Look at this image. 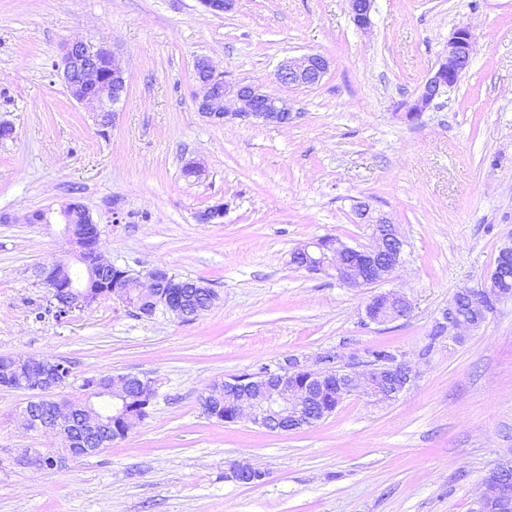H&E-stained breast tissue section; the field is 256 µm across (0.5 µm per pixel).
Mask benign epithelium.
Wrapping results in <instances>:
<instances>
[{"label": "benign epithelium", "instance_id": "obj_1", "mask_svg": "<svg viewBox=\"0 0 512 512\" xmlns=\"http://www.w3.org/2000/svg\"><path fill=\"white\" fill-rule=\"evenodd\" d=\"M348 2L357 27L370 28L374 0ZM474 46L475 37L469 27L459 26L454 30L438 68L429 74L416 99L408 105L406 119L418 118L435 99L456 87L470 65ZM329 66V60L319 53L288 56L279 61L275 78L289 88H309L322 81ZM54 68L71 99L93 107L99 126L114 125L119 106L128 96L125 70L115 52L75 39L64 44ZM195 74L199 87L194 98L197 112L214 123L242 119L281 126L293 120L288 101L267 94L260 84L224 79V73L216 71L206 58L196 61ZM80 207L82 204L70 202L58 211H35L27 221L49 225L55 220L62 224V233L68 243L76 247L81 265L89 272L112 276V286L107 292L125 306L132 304L131 292L135 288L155 308L171 309L184 288L182 281L163 268H154L140 276L104 260L98 252L100 231L89 210H84V225L77 228L71 223L72 212ZM355 213L359 223L368 225L371 230L368 245L352 247L338 237L316 238L297 246L291 252L290 263L323 271L349 288L371 287L388 281L403 263L405 240L391 219L370 205L357 204ZM40 281L51 297H60L62 289L67 288L72 307L82 310L89 306L87 284L72 279L69 265L60 263L42 268ZM491 284L489 276L484 293L473 303L468 319L457 316L461 292H456L448 306L441 310L435 332L460 337L466 331L480 328L499 307L512 304V292L493 288ZM410 308L411 303L403 293L394 289L381 291L367 303L364 321L384 325L401 318ZM27 361L28 368L22 377L0 378V388L27 391L30 400L46 402L50 411L42 417L36 416L28 406L23 409L24 425L29 431L65 433L69 442L65 452L71 456L79 457L92 451L105 431L106 420L92 401L112 403V418L118 420L114 432L117 442L140 422L138 409L127 407L131 385H136V391L141 393L143 408H148L154 398L153 386L130 374L87 377L84 379L86 393L77 399L84 404L83 414L76 419L71 415L70 399L61 392L63 384L57 377L55 363L35 356L27 357ZM415 378L411 363L402 354L389 360L369 353L363 358L353 356L343 365L329 352L318 355L311 365L289 357L276 370L266 368L224 380V411L214 412V417L224 424L245 420L272 432L298 430L315 425L328 413L324 408L315 416L307 412L312 404L322 402L325 394L337 404L360 394L376 403H389L398 400ZM246 476L262 479L265 473L247 462L230 466L228 478L244 484ZM475 512H512L511 459L499 463L485 479L483 491L475 502Z\"/></svg>", "mask_w": 512, "mask_h": 512}]
</instances>
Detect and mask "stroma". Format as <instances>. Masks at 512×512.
<instances>
[{"label": "stroma", "instance_id": "1", "mask_svg": "<svg viewBox=\"0 0 512 512\" xmlns=\"http://www.w3.org/2000/svg\"><path fill=\"white\" fill-rule=\"evenodd\" d=\"M462 25L476 42L457 88L400 119ZM75 37L113 48L126 70L111 129L54 71ZM306 52L330 69L288 90L274 67ZM200 57L287 99L294 121L202 117ZM0 122L13 129L0 138V355L69 361L71 398L106 371L156 390L125 439L60 472L18 464L61 441L22 426L27 392L0 390V512H472L489 471L512 458V304L479 330L433 335L452 296L480 286L512 239V0H375L367 30L347 0H238L217 15L199 0H0ZM192 161L202 177L184 175ZM72 201L97 222L106 260L204 281L211 307L190 322L109 297L63 322L46 313L36 273L71 247L59 225L25 218ZM360 201L406 241L387 286L412 311L385 326L363 322L371 289L290 263L313 237L368 244ZM217 204L223 218L200 223ZM379 346L417 372L392 404L353 397L292 432L203 413L214 382L291 355L345 362ZM234 461L264 481L225 479Z\"/></svg>", "mask_w": 512, "mask_h": 512}]
</instances>
